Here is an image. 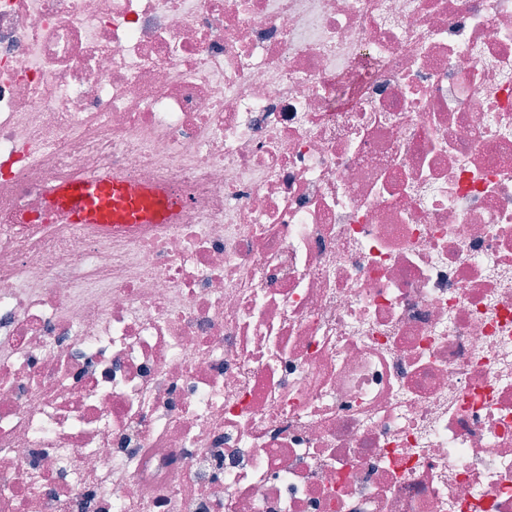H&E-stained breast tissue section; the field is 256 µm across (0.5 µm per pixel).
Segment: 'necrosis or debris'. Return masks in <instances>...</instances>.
<instances>
[{"mask_svg": "<svg viewBox=\"0 0 512 512\" xmlns=\"http://www.w3.org/2000/svg\"><path fill=\"white\" fill-rule=\"evenodd\" d=\"M0 512H512V0H0ZM58 202L81 226L165 224L175 208L164 190L118 175H79L58 189Z\"/></svg>", "mask_w": 512, "mask_h": 512, "instance_id": "obj_1", "label": "necrosis or debris"}]
</instances>
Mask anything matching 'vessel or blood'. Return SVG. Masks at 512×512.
Here are the masks:
<instances>
[{
  "label": "vessel or blood",
  "instance_id": "1",
  "mask_svg": "<svg viewBox=\"0 0 512 512\" xmlns=\"http://www.w3.org/2000/svg\"><path fill=\"white\" fill-rule=\"evenodd\" d=\"M58 201L75 224L109 227L116 224H163L175 207L164 190L118 175H79L58 189Z\"/></svg>",
  "mask_w": 512,
  "mask_h": 512
}]
</instances>
